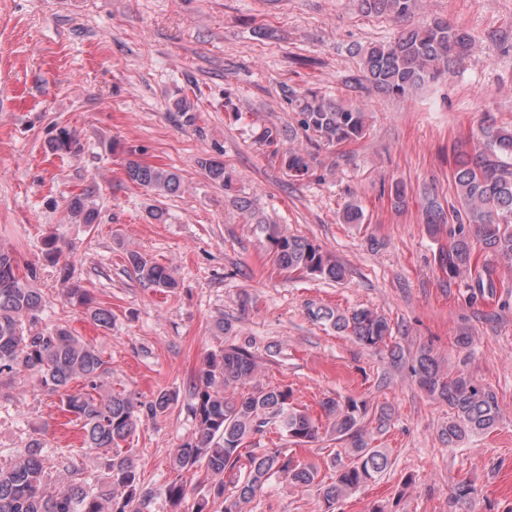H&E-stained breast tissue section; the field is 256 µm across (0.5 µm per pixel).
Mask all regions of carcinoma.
<instances>
[{"label": "carcinoma", "instance_id": "cac0c4a2", "mask_svg": "<svg viewBox=\"0 0 512 512\" xmlns=\"http://www.w3.org/2000/svg\"><path fill=\"white\" fill-rule=\"evenodd\" d=\"M418 6L419 0H358L359 11L365 15L397 19L412 16ZM475 45L468 31L435 17L402 30L391 41L357 49L361 67L353 82L378 94L405 99L454 71ZM287 97L297 122V128L288 130L290 141L296 139L298 129L327 146L356 141L366 132V115L357 104L312 88L291 89ZM479 131L483 149L461 152L454 160L459 207L448 212L434 197L426 207V223L433 230L448 225V249L439 253L438 262L450 277L472 268L476 242L490 262L512 266V126L486 113ZM282 137L281 132L266 127L259 139L272 148V157L291 176H307L310 153L299 146L280 150ZM202 165L213 183L231 190L232 177L223 162L209 159ZM125 174L131 183L158 196L173 195L181 187L174 171L137 159L126 161ZM69 211L85 224L95 222V210L85 196L72 199ZM260 230L282 269L330 281L344 278L342 266L319 244L288 236L276 224H262ZM127 263L146 288L168 292L176 287L167 267L137 251L128 252ZM36 279V269L20 272L16 253L0 249V379L14 383L29 375L38 377L42 388L58 396L62 410L74 417L82 447L98 454L99 462L90 476L52 489L49 463L58 449L33 438L24 448L5 450L0 464V512H153L160 498L168 502L171 512H180L190 498L191 512H246L275 474L295 487L316 488L320 512H335L336 504L365 488L389 466V457L362 436L365 405L354 400H323L325 427L294 402L288 386L254 384L257 357L247 346L228 344L210 352L189 381L188 409L195 431L172 454L175 478L162 488L149 486L123 443L143 421L170 410L176 394L161 389L143 399L112 390L111 368L101 351L74 335L63 322L46 323L47 302L35 287ZM65 300L84 308L97 326H112L111 309L96 304L81 285H68ZM313 316L331 322L336 331L367 348L385 343L392 332L389 321L371 308H358L347 315L321 307ZM410 371L430 397L448 404V424L441 431L448 443L495 428L500 405L493 390L462 371L442 370L429 350L412 361ZM75 382L81 383L76 392L71 387ZM272 428L297 445L316 442L322 433L331 432L351 442L345 452L352 462L339 465L325 480L315 465L298 460L286 448L256 447L255 439ZM202 472L205 491L196 496L191 481Z\"/></svg>", "mask_w": 512, "mask_h": 512}]
</instances>
